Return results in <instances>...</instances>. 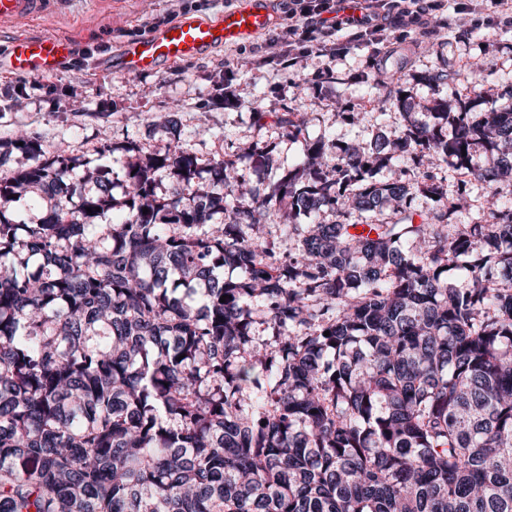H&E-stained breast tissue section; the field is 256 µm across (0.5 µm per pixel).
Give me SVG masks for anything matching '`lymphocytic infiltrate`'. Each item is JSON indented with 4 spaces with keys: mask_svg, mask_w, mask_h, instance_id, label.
I'll list each match as a JSON object with an SVG mask.
<instances>
[{
    "mask_svg": "<svg viewBox=\"0 0 512 512\" xmlns=\"http://www.w3.org/2000/svg\"><path fill=\"white\" fill-rule=\"evenodd\" d=\"M343 2L289 0L287 27L270 30L259 47L264 63L285 67L306 54H336V35L343 30L349 40L383 49L393 30L428 25L429 11L419 0H363L360 15L345 18L339 15Z\"/></svg>",
    "mask_w": 512,
    "mask_h": 512,
    "instance_id": "obj_1",
    "label": "lymphocytic infiltrate"
}]
</instances>
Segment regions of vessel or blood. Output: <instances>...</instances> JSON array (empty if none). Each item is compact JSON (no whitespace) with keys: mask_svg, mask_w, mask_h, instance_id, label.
I'll return each mask as SVG.
<instances>
[{"mask_svg":"<svg viewBox=\"0 0 512 512\" xmlns=\"http://www.w3.org/2000/svg\"><path fill=\"white\" fill-rule=\"evenodd\" d=\"M60 0H0V29L10 26L14 35L0 40V70L20 77L52 75L74 56L66 38L19 33L34 20L54 17ZM271 16L263 0H240L236 7L210 17L187 13L157 33L125 40L107 57L108 71L124 76L156 73L179 61L201 57L223 44L244 43L265 31Z\"/></svg>","mask_w":512,"mask_h":512,"instance_id":"obj_1","label":"vessel or blood"}]
</instances>
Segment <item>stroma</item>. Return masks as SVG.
<instances>
[{
  "instance_id": "1",
  "label": "stroma",
  "mask_w": 512,
  "mask_h": 512,
  "mask_svg": "<svg viewBox=\"0 0 512 512\" xmlns=\"http://www.w3.org/2000/svg\"><path fill=\"white\" fill-rule=\"evenodd\" d=\"M463 0H446L430 17V30L393 34L390 49L374 54L363 42L346 43L337 57L311 55L282 69L260 63L255 42L215 49L207 56L168 65L159 74L128 77L101 66L102 58L120 43L138 36L143 15L167 9L174 16L189 12L213 15L236 6L237 0H65L55 19L23 26L26 34L63 36L76 46V62L59 73L27 79L0 71V169L17 171L32 159L11 147L17 128L36 135L47 153L97 161L96 149L103 139L120 146L136 140L141 154L164 144L169 135L156 121L167 112L177 113L181 139L197 156L200 166L224 157L236 163L249 182H256L249 153L270 146L280 170L290 169L303 153L306 142L322 132L333 131L340 144H370L379 134L392 132L390 118L378 116L373 107L374 80L400 70V90L409 111H433L437 101L449 111L466 107L486 111L512 87V24L500 20L490 0H485L481 25L465 15L452 30L441 24ZM235 63L223 77L215 69L225 54ZM447 67L451 78L438 89L424 85V73ZM484 74L481 95L471 92L475 74ZM235 90L239 102L222 103L225 87ZM294 110L305 121L298 139L283 137L276 122L279 113ZM263 120H256V113ZM348 112L356 122L345 121ZM99 161V160H98ZM437 181L456 200L467 194V205L454 220L470 224L485 209L486 190L461 185L458 171L440 165Z\"/></svg>"
}]
</instances>
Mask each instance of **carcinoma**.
Returning <instances> with one entry per match:
<instances>
[{
    "instance_id": "carcinoma-1",
    "label": "carcinoma",
    "mask_w": 512,
    "mask_h": 512,
    "mask_svg": "<svg viewBox=\"0 0 512 512\" xmlns=\"http://www.w3.org/2000/svg\"><path fill=\"white\" fill-rule=\"evenodd\" d=\"M374 94L396 105L394 77ZM164 127L119 203L11 142L33 164L0 172V512H512V89L325 133L263 195L222 157L200 186ZM407 155L412 181L376 180ZM440 161L489 189L481 221H449ZM281 210L288 251L257 219Z\"/></svg>"
}]
</instances>
